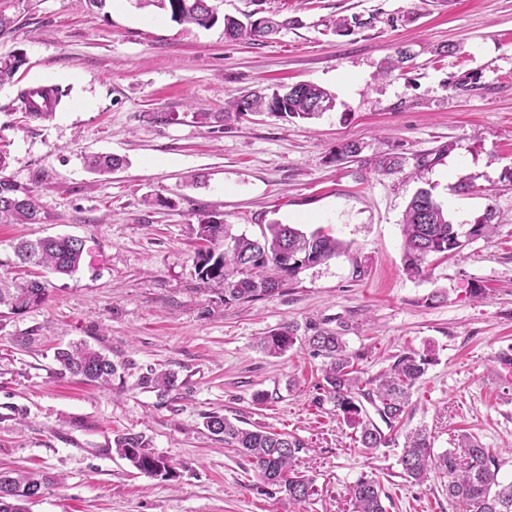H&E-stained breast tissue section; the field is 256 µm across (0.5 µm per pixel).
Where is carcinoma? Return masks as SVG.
Instances as JSON below:
<instances>
[{
	"label": "carcinoma",
	"mask_w": 512,
	"mask_h": 512,
	"mask_svg": "<svg viewBox=\"0 0 512 512\" xmlns=\"http://www.w3.org/2000/svg\"><path fill=\"white\" fill-rule=\"evenodd\" d=\"M141 7L156 6L170 13L175 22L209 28L218 21L217 0H136ZM224 38L230 41L267 37L278 30L279 23L262 18L254 23L223 16ZM23 64V57L12 55L0 59V84L11 81ZM35 94L25 89L18 99L27 116L48 120L62 104L63 93L57 87L40 92L46 103L42 109L33 106ZM331 108L333 99L324 89L307 83L280 86L269 94L242 95L228 102L236 112H270L281 117L309 119L319 115L315 107ZM124 160L110 154L94 155L88 166L97 172L122 168ZM5 153L0 151V224H42L45 220L32 194L3 175ZM404 270L412 276L423 272V264L433 255L448 256L462 247L458 228L430 192L418 191L409 202L403 221ZM202 248L196 265L200 279L223 287L224 304L250 301L271 295L303 267L317 265L333 256L338 241L317 229L306 232L295 224H268L262 237L228 234L224 220L207 215L199 220ZM224 250H218L219 246ZM83 240L74 236H57L35 241H21L14 246V255L23 265L69 275L76 272L83 259ZM47 283L39 279H19L0 274V308L25 311L42 305L48 297ZM343 330L323 327L309 320L304 330L288 323L271 331L259 341L264 354L278 357L295 345L306 346L312 356L323 359L322 384L318 389L333 404L336 414L348 423L360 447L374 450L388 448L396 442L392 436L404 424L412 389L426 375L434 358L413 350L394 356L389 369L374 378L361 377L359 361L363 355L351 353ZM57 361L71 375L88 383H107L117 367L101 353L82 345L57 352ZM374 414H369L367 407ZM379 421H374L373 416ZM204 427L224 445L248 456L257 477L266 485L275 486L288 499L302 504L311 495L312 484L294 473L293 464L303 449L302 442L286 433L268 431L263 427L241 428L224 415L213 412L204 416ZM115 452L138 472L169 480L175 468L151 450L150 441L141 433H122L113 438ZM464 460L451 451L434 452V440L427 429L409 431L399 459L405 476L416 483L428 480L435 473L447 479L444 484L448 500L464 505L469 512H512V481L499 480L500 460L477 440L464 442ZM52 484L42 472H24L15 476L0 474V512H27L30 496L43 492ZM383 488L374 477L360 478L354 487L357 512H387Z\"/></svg>",
	"instance_id": "cac0c4a2"
}]
</instances>
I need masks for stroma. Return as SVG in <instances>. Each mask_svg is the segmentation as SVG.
<instances>
[{
	"instance_id": "35a3bbf8",
	"label": "stroma",
	"mask_w": 512,
	"mask_h": 512,
	"mask_svg": "<svg viewBox=\"0 0 512 512\" xmlns=\"http://www.w3.org/2000/svg\"><path fill=\"white\" fill-rule=\"evenodd\" d=\"M220 10L282 26L228 42L223 24L181 25L135 0L101 11L0 0L12 21L0 57L25 59L0 85L5 173L46 214L0 224V271H13L20 237L85 243L77 273L49 275L44 304L0 311V472L54 477L30 512H295L203 427L218 412L303 442L294 469L313 486L304 512H355L365 475L390 496L388 512H456L442 478L407 481L399 447L360 448L332 404H313L320 359L300 346L271 357L257 343L286 323H342L368 378L403 351L431 353L406 429L425 427L438 453L474 438L512 480V376L493 362L512 347V0H224ZM340 18L359 25L337 35ZM402 51L407 60L385 73ZM463 78L467 90H456ZM299 82L330 92L333 109L222 117L230 96ZM39 85L65 93L46 121L27 118L18 99ZM349 142L358 156H340ZM93 153L125 164L92 173ZM384 156L402 168L379 173ZM422 188L465 238L458 255L410 276L402 222ZM156 196L164 205L146 206ZM203 213L235 235L297 224L343 248L272 296L228 305L198 274ZM483 223L494 233L470 235ZM74 344L116 364L109 386L62 372L55 353ZM153 370L174 387L143 385ZM124 432L148 437L175 478L121 459L112 440Z\"/></svg>"
}]
</instances>
